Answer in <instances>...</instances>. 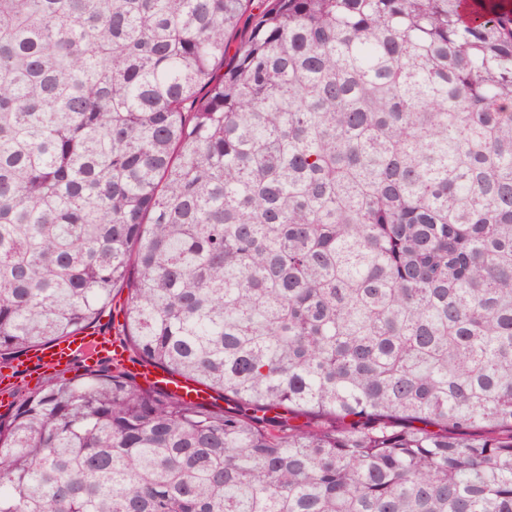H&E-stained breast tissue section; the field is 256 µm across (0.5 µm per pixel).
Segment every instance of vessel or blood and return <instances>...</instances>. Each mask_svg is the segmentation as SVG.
<instances>
[{
  "label": "vessel or blood",
  "instance_id": "b4317fda",
  "mask_svg": "<svg viewBox=\"0 0 512 512\" xmlns=\"http://www.w3.org/2000/svg\"><path fill=\"white\" fill-rule=\"evenodd\" d=\"M118 363L124 370L159 390L174 393L181 398L203 403L210 395L203 388L173 377L149 363L132 360L120 344L101 333L87 332L67 336L50 346L32 351L21 364L11 366L0 373V390L9 391L21 369L38 366H68L79 362L85 366H96L100 361Z\"/></svg>",
  "mask_w": 512,
  "mask_h": 512
}]
</instances>
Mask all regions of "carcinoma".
<instances>
[{
  "instance_id": "carcinoma-1",
  "label": "carcinoma",
  "mask_w": 512,
  "mask_h": 512,
  "mask_svg": "<svg viewBox=\"0 0 512 512\" xmlns=\"http://www.w3.org/2000/svg\"><path fill=\"white\" fill-rule=\"evenodd\" d=\"M248 2L0 0V364L234 402L49 375L0 512H512V14ZM110 310V309H109ZM107 313L100 320V330L105 333L89 331L87 333L79 334L78 336H66L59 340L57 343L50 346L40 348L32 351L26 359L21 357L20 360L15 361V365L11 366L8 372L1 370L0 373V391L1 394L9 391L14 385V379L23 370H28L38 366H69L73 362H80L70 367H60L48 370L47 373H60L65 378H74L75 375L83 372L82 364L88 367H95L100 361L110 360L118 363L124 370L131 373L133 376L140 378L144 382L136 379L137 382L146 387L147 384L165 391L167 393H174L183 399L192 400L198 403H205L211 398V394L217 398V394L208 393L203 388L197 387L193 384L187 383L179 378L173 377L160 368H157L147 362L140 360H132L133 354L121 348L120 341L123 336H118V326L123 323L122 316H118L115 321L116 329L112 327V310L108 315ZM112 338V340L109 338ZM120 343H116V342ZM130 355V356H129ZM82 363V364H81ZM25 367V369H21ZM147 383V384H146Z\"/></svg>"
}]
</instances>
